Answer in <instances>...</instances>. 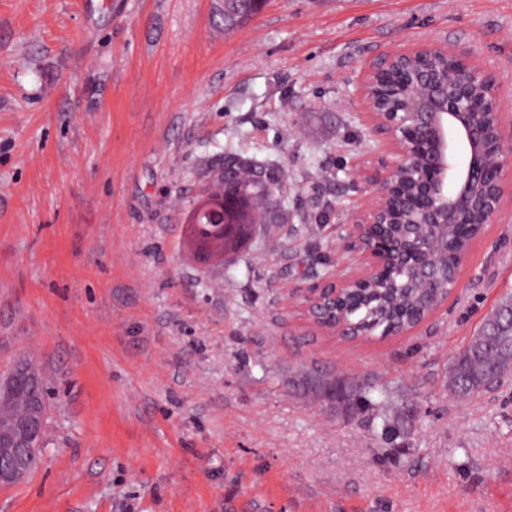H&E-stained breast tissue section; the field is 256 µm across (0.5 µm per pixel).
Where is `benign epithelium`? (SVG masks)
<instances>
[{
	"label": "benign epithelium",
	"instance_id": "obj_1",
	"mask_svg": "<svg viewBox=\"0 0 512 512\" xmlns=\"http://www.w3.org/2000/svg\"><path fill=\"white\" fill-rule=\"evenodd\" d=\"M446 59L467 72L464 81L427 74L403 89L402 111L383 108L372 94L376 77L398 67H417ZM360 84L362 101L373 134L385 149L378 163L362 172L375 192L352 216L353 231L346 248L361 254L359 269L327 283L302 290L307 316L330 335L348 336L331 313L336 298L347 288L372 287L390 265L414 267L424 278L436 268L431 257L448 249L438 236L414 246L393 243L379 231L383 224L463 225L470 236L500 214L512 194V102L503 98L500 82L476 65L472 50L448 43L426 42L386 53L365 67ZM36 368L19 362L4 376L10 381L33 380ZM23 473L10 456L0 457V484L21 479Z\"/></svg>",
	"mask_w": 512,
	"mask_h": 512
}]
</instances>
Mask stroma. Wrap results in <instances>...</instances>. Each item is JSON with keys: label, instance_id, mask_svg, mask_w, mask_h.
I'll use <instances>...</instances> for the list:
<instances>
[{"label": "stroma", "instance_id": "1", "mask_svg": "<svg viewBox=\"0 0 512 512\" xmlns=\"http://www.w3.org/2000/svg\"><path fill=\"white\" fill-rule=\"evenodd\" d=\"M512 83V0H0V369L36 358L49 445L0 512H512V379L451 357L512 293V201L460 288L397 336H330L298 289L356 266L379 156L359 76L426 39ZM279 167L276 223L201 267L186 222L224 159ZM380 378L407 436L346 415ZM376 391L385 396L387 390L374 382H369L363 387H354L337 381L336 402L345 409V413L353 417H358L366 413L382 418V440L386 444H392L399 437L408 432L410 418L407 415L400 417L395 416L394 418L388 417V415L383 412V409L380 408L381 402H376L372 398V394Z\"/></svg>", "mask_w": 512, "mask_h": 512}]
</instances>
